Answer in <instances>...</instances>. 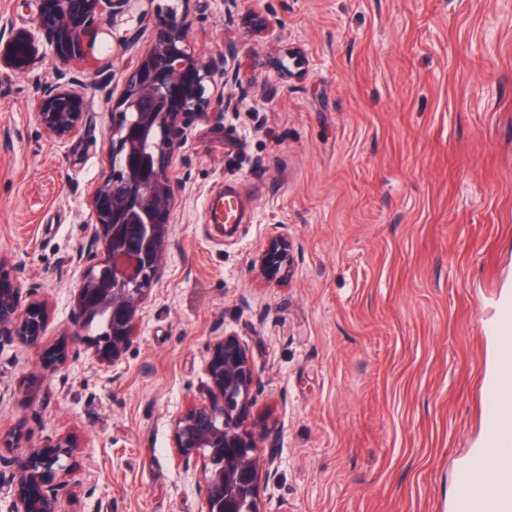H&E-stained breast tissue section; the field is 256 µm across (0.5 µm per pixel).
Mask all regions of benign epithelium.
I'll use <instances>...</instances> for the list:
<instances>
[{"mask_svg": "<svg viewBox=\"0 0 512 512\" xmlns=\"http://www.w3.org/2000/svg\"><path fill=\"white\" fill-rule=\"evenodd\" d=\"M26 27L0 21V71L30 73L52 58L62 66L80 60L106 11L133 16L140 0H38ZM223 74L217 84L213 75ZM231 63L222 57L199 63L183 26L162 28L147 52L137 56L118 95L102 85L109 103L106 154L110 173L87 197L89 242L79 248L83 265L74 294L71 328L49 355L43 370L53 373L90 353L112 375L135 336L152 287L167 266L168 223L174 196L168 162L186 140V119L212 101L232 108ZM33 116L58 142L71 139L87 116L85 84L61 70L43 87ZM292 245L284 235L269 239L254 264L264 280L290 274ZM51 309L23 295L18 276L0 260V342L35 347L47 330ZM205 371L209 397L174 419V447L201 459L197 488L205 512H265L261 483L275 477L279 452L266 447L268 434L251 418L258 388L246 344L236 335L217 337ZM78 437L61 435L32 448L9 473L0 471V490H13V512H62L70 494L67 476L75 467Z\"/></svg>", "mask_w": 512, "mask_h": 512, "instance_id": "obj_1", "label": "benign epithelium"}]
</instances>
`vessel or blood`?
Masks as SVG:
<instances>
[{
    "label": "vessel or blood",
    "instance_id": "vessel-or-blood-1",
    "mask_svg": "<svg viewBox=\"0 0 512 512\" xmlns=\"http://www.w3.org/2000/svg\"><path fill=\"white\" fill-rule=\"evenodd\" d=\"M486 332L495 336L499 356L482 381L488 414L480 446L459 473L463 492L452 512H512V298L499 300ZM488 467L495 482L484 491L477 481Z\"/></svg>",
    "mask_w": 512,
    "mask_h": 512
}]
</instances>
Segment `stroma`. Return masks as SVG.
<instances>
[{"label":"stroma","instance_id":"obj_1","mask_svg":"<svg viewBox=\"0 0 512 512\" xmlns=\"http://www.w3.org/2000/svg\"><path fill=\"white\" fill-rule=\"evenodd\" d=\"M195 58L232 57L235 110L189 117L171 164L167 274L121 377L38 352L69 328L91 182L108 173L101 81L123 86L167 6ZM102 16L66 143L32 116L52 60L0 73V259L48 301L38 348L0 344V464L81 438L63 512H202L174 418L205 400L208 347L239 336L252 414L281 450L266 512H450L482 436L485 331L512 294V0H143ZM138 33L134 48L122 44ZM233 187V236L208 199ZM288 237L289 279L252 270Z\"/></svg>","mask_w":512,"mask_h":512}]
</instances>
